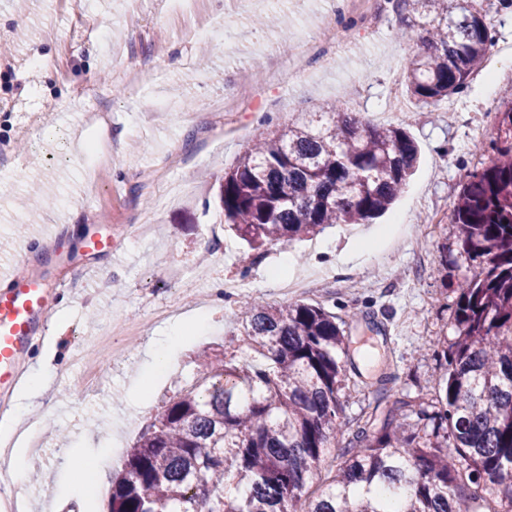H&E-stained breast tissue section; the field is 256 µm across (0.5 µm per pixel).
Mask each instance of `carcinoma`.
I'll list each match as a JSON object with an SVG mask.
<instances>
[{
    "label": "carcinoma",
    "instance_id": "cac0c4a2",
    "mask_svg": "<svg viewBox=\"0 0 512 512\" xmlns=\"http://www.w3.org/2000/svg\"><path fill=\"white\" fill-rule=\"evenodd\" d=\"M417 38L404 81L430 106L459 94L494 39L473 0H392ZM497 157L453 206L481 270L459 285V336L415 404L377 381L366 416L340 420L346 322L323 305L241 299L240 342L255 359L205 356L203 382L163 403L112 481L109 512H512V103ZM401 127L335 104L262 133L224 172V223L264 255L335 224H367L413 175ZM337 453H332V449ZM332 457L318 476L321 463Z\"/></svg>",
    "mask_w": 512,
    "mask_h": 512
}]
</instances>
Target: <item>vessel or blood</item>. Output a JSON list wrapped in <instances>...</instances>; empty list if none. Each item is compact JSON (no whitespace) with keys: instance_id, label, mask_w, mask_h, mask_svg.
Listing matches in <instances>:
<instances>
[{"instance_id":"b4317fda","label":"vessel or blood","mask_w":512,"mask_h":512,"mask_svg":"<svg viewBox=\"0 0 512 512\" xmlns=\"http://www.w3.org/2000/svg\"><path fill=\"white\" fill-rule=\"evenodd\" d=\"M54 298L30 275H0V390L15 389L20 363L33 337L53 312Z\"/></svg>"}]
</instances>
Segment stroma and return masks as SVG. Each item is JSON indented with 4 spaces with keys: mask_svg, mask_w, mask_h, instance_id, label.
<instances>
[{
    "mask_svg": "<svg viewBox=\"0 0 512 512\" xmlns=\"http://www.w3.org/2000/svg\"><path fill=\"white\" fill-rule=\"evenodd\" d=\"M477 2L496 35L493 80L475 76L463 93L400 115L391 97L407 88L391 79L416 43L397 37L399 19L386 0H376L370 22L347 13L329 30L322 20L330 0H285L272 27L257 23L270 12L260 0L238 9L229 0H193L181 13L171 0H0V40L13 44L0 58V144L9 147L0 155V270L12 271L28 241L44 240L28 269L55 291L47 330L23 361L27 372L49 367L50 387L34 399L21 386L5 397L9 415L27 411L44 437L30 451L40 479L25 486L29 512H50L70 482L75 448L98 480L88 501H70L65 512H108L127 450L163 400L202 377L200 353L233 349L238 360L250 358L239 346L238 300L224 296L228 279H245L252 296L272 305L299 299L350 318L343 419L361 414L381 375H391L396 397L430 389L445 367L442 341L459 334L458 285L479 268L448 217L468 174L493 158L494 114L512 102V7ZM201 15L227 23L224 38L193 36ZM345 26L362 34L334 49ZM285 38L315 44L301 68L282 50ZM257 66L265 79L244 92L241 77ZM228 99L240 110L225 111ZM332 102L371 124L406 128L418 168L377 223L339 224L320 233L326 248L308 238L268 246L255 259L223 225L224 170L260 133ZM102 107L112 114L103 132L92 120ZM137 224L151 233L134 237ZM385 233L391 239L382 249L351 258L359 239ZM95 237L112 238L116 254H89L85 244ZM204 251L211 262L202 269ZM282 277L305 290L281 294ZM163 308L173 319L157 321ZM117 321L136 333L97 355L102 384L86 391L77 354ZM176 321L184 332L167 373L144 376L146 347ZM363 346L376 356L368 368L357 361ZM140 378L141 398L129 405L127 391Z\"/></svg>",
    "mask_w": 512,
    "mask_h": 512,
    "instance_id": "obj_1",
    "label": "stroma"
}]
</instances>
